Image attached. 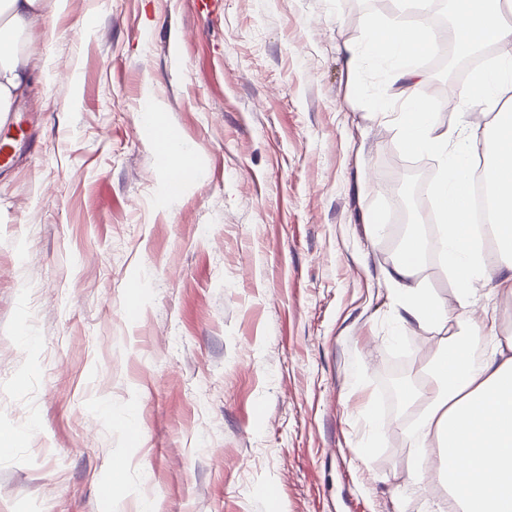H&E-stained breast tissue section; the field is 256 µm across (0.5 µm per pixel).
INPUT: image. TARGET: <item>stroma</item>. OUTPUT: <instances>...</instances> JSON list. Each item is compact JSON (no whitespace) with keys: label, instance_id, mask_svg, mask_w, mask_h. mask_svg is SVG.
<instances>
[{"label":"stroma","instance_id":"35a3bbf8","mask_svg":"<svg viewBox=\"0 0 512 512\" xmlns=\"http://www.w3.org/2000/svg\"><path fill=\"white\" fill-rule=\"evenodd\" d=\"M418 13L47 5L30 44L46 71L0 167V512H449L447 485L410 476L413 409L392 410L383 372L409 357L415 383L462 323L512 336V299L481 279L459 308L445 265L425 262L453 321L427 332L397 315L391 199L413 165L443 160L405 146L398 88L363 47ZM414 66L437 124L495 122L425 93ZM148 93L202 159L178 197L139 132Z\"/></svg>","mask_w":512,"mask_h":512}]
</instances>
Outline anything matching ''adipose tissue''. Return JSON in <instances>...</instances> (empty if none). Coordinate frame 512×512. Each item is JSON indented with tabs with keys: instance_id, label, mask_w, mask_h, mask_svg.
Listing matches in <instances>:
<instances>
[{
	"instance_id": "1",
	"label": "adipose tissue",
	"mask_w": 512,
	"mask_h": 512,
	"mask_svg": "<svg viewBox=\"0 0 512 512\" xmlns=\"http://www.w3.org/2000/svg\"><path fill=\"white\" fill-rule=\"evenodd\" d=\"M458 45L462 51L491 43L498 48L496 66L479 71L471 85L458 89L459 105L481 94L487 109L512 91V28L502 23V0H455ZM43 0H0V117L11 112L40 69L26 46L42 19ZM433 36L425 21L407 25L385 20L371 34L373 56L391 64L393 81L409 82L416 72L412 60L427 51ZM401 129L413 151H433L452 158L431 192L441 207L436 249L457 284V303L467 307L472 282L482 276L496 283L499 293L512 298V113L499 112L478 149L472 135L441 129L422 103L406 98ZM484 154V178L496 235L497 250L481 256L474 248L468 209L467 157ZM424 252L421 240H409L404 256L389 277L405 321L431 331L448 318L445 304L418 279ZM483 338L478 327L449 337L433 360L426 382L410 392L417 412L410 435L419 450L415 475H423L430 455L462 449L457 468L448 475V492L458 512H512V339L494 341L488 354L474 360Z\"/></svg>"
}]
</instances>
